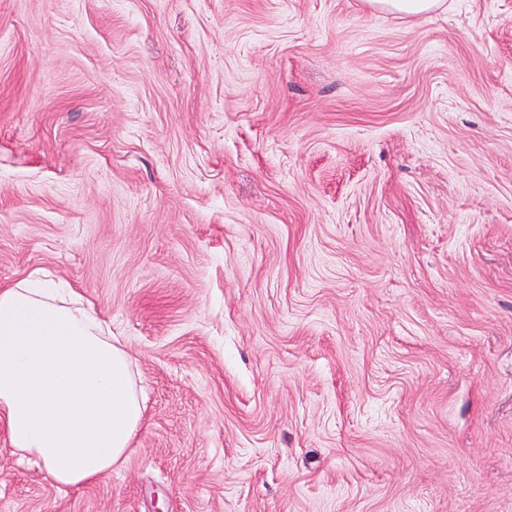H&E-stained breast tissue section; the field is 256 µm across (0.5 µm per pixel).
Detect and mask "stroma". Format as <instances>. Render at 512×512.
I'll use <instances>...</instances> for the list:
<instances>
[{"label":"stroma","instance_id":"obj_1","mask_svg":"<svg viewBox=\"0 0 512 512\" xmlns=\"http://www.w3.org/2000/svg\"><path fill=\"white\" fill-rule=\"evenodd\" d=\"M45 270L145 424L0 512H512V0H0V287ZM446 0H363L366 7L407 15H419L441 8Z\"/></svg>","mask_w":512,"mask_h":512}]
</instances>
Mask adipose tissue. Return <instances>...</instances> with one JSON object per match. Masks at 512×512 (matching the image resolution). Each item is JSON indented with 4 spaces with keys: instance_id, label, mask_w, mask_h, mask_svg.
<instances>
[{
    "instance_id": "1",
    "label": "adipose tissue",
    "mask_w": 512,
    "mask_h": 512,
    "mask_svg": "<svg viewBox=\"0 0 512 512\" xmlns=\"http://www.w3.org/2000/svg\"><path fill=\"white\" fill-rule=\"evenodd\" d=\"M144 411L130 357L92 305L40 271L0 289V422L58 490L109 476Z\"/></svg>"
}]
</instances>
